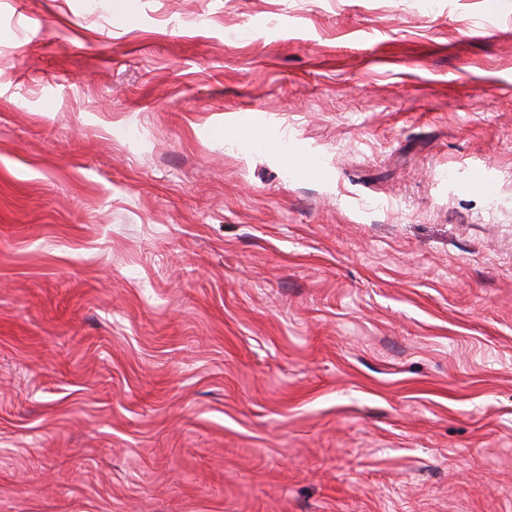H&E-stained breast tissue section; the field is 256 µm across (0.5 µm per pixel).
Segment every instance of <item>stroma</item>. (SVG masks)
Here are the masks:
<instances>
[{"label":"stroma","mask_w":512,"mask_h":512,"mask_svg":"<svg viewBox=\"0 0 512 512\" xmlns=\"http://www.w3.org/2000/svg\"><path fill=\"white\" fill-rule=\"evenodd\" d=\"M119 2L0 0V512H512V0ZM230 141L248 151H264L288 156V143L253 120L238 121Z\"/></svg>","instance_id":"obj_1"}]
</instances>
